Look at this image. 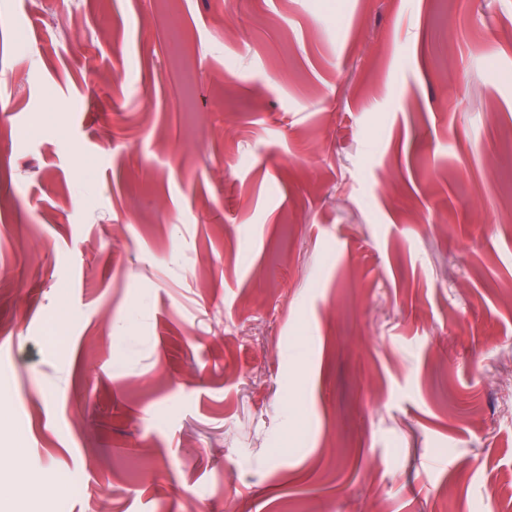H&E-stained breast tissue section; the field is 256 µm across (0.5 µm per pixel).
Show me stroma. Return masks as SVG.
Instances as JSON below:
<instances>
[{"label": "stroma", "mask_w": 512, "mask_h": 512, "mask_svg": "<svg viewBox=\"0 0 512 512\" xmlns=\"http://www.w3.org/2000/svg\"><path fill=\"white\" fill-rule=\"evenodd\" d=\"M175 11L0 0L13 512H493L512 0ZM171 68L181 88L183 112H193L191 92L196 85V69L190 61L179 59L172 60Z\"/></svg>", "instance_id": "obj_1"}]
</instances>
